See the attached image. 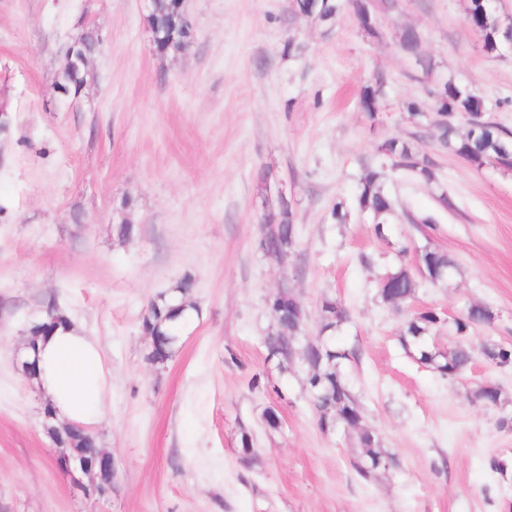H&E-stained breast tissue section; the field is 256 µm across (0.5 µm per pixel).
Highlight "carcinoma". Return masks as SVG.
<instances>
[{
	"label": "carcinoma",
	"instance_id": "cac0c4a2",
	"mask_svg": "<svg viewBox=\"0 0 512 512\" xmlns=\"http://www.w3.org/2000/svg\"><path fill=\"white\" fill-rule=\"evenodd\" d=\"M467 19L479 35L483 49L488 54H497L501 48L512 42V30L495 22V9L491 0H467L464 6ZM400 49L406 55L418 54L420 37L413 28H406L400 36ZM84 82V70L60 61L58 87L75 94ZM383 79L373 78L361 89L359 103L361 109L372 121L380 110ZM430 108L413 99L406 102L403 110L409 120L417 125L430 124V115L435 109H450L463 114L468 120V130L458 136L454 125L439 124V141L448 153L481 166L491 161L496 165L512 170V131L497 125L485 101L471 95L465 86L453 81L438 86L430 82L424 85ZM378 161L368 164L359 180L355 198L357 210L368 216L374 224V232L380 239L387 238L388 224L396 213L394 200L385 192L383 178L385 166L408 172L416 180L432 183L436 178L432 159L414 143L396 137L384 140L377 148ZM297 245V229L292 210L281 212V208L263 216L259 236L256 239L258 251L269 257H280L292 252ZM419 273L399 265L386 271L377 282V294L385 305L405 303L415 298L418 288L426 281L436 284L443 281L454 267L447 254L425 248L418 252ZM194 281L190 277L179 280L169 291L158 295L150 302L141 318V328L150 329L157 336L168 340L163 350L149 349L147 360L159 365L172 356L182 332L190 318L189 310L194 305L187 296ZM269 308L275 314L276 329L264 339L268 358L280 363L299 357L306 368V391L316 412L330 411V417L353 428L361 416L360 404L353 389L341 371L344 362L357 358L355 348L340 347L322 338L332 333L349 320V311L335 299L325 296L319 306L318 334L320 338L312 343L301 342L304 338V324L290 317L289 298L286 293H274L267 299ZM65 318L58 309L46 311L44 319L33 325L31 331L39 334L52 329ZM495 313L483 306L473 304L454 320L455 332L460 336L448 351L442 352L429 346L428 338L441 328V316L427 309L415 313L406 324L404 331L405 347H413L417 360L430 365L441 375L454 380L463 377L473 362V351L461 337L480 325H491ZM474 397L489 406H495L501 398L499 387L486 381L477 385ZM358 443L363 448L360 456L354 458L351 466L362 479L395 465L392 456L376 450L378 438L368 430L358 434Z\"/></svg>",
	"mask_w": 512,
	"mask_h": 512
}]
</instances>
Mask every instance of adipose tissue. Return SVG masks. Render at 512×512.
I'll list each match as a JSON object with an SVG mask.
<instances>
[{
  "mask_svg": "<svg viewBox=\"0 0 512 512\" xmlns=\"http://www.w3.org/2000/svg\"><path fill=\"white\" fill-rule=\"evenodd\" d=\"M36 361L37 383L59 416L83 427L100 418L108 380L97 342L68 321L39 340Z\"/></svg>",
  "mask_w": 512,
  "mask_h": 512,
  "instance_id": "adipose-tissue-1",
  "label": "adipose tissue"
}]
</instances>
